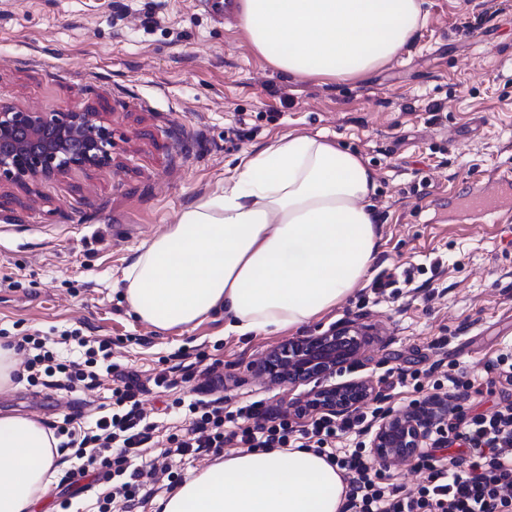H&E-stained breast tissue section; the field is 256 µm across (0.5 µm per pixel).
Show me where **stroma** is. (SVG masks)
Wrapping results in <instances>:
<instances>
[{
  "label": "stroma",
  "mask_w": 512,
  "mask_h": 512,
  "mask_svg": "<svg viewBox=\"0 0 512 512\" xmlns=\"http://www.w3.org/2000/svg\"><path fill=\"white\" fill-rule=\"evenodd\" d=\"M410 47L359 80L295 81L257 54L236 20L204 0H0V101L99 112L112 163L16 184L0 181V334L80 330L112 339V360L150 377L203 353L191 381L148 387L141 407L166 441L178 400L206 385L224 399L289 411L313 381L262 375L266 354L358 316L370 327L359 366L378 407L401 411L449 369L482 391L472 412L512 400L488 365L512 347V228L457 208L512 170V0H424ZM477 22L463 34L465 22ZM326 136L359 153L377 188L382 250L369 280L293 331L228 336L212 314L191 330L137 320L124 269L189 205L220 192L244 151L280 137ZM398 290L375 295L371 278ZM418 373L421 390L391 388Z\"/></svg>",
  "instance_id": "35a3bbf8"
}]
</instances>
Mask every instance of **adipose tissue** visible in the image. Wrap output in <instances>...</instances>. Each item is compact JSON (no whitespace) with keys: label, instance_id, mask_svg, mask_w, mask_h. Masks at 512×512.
I'll list each match as a JSON object with an SVG mask.
<instances>
[{"label":"adipose tissue","instance_id":"adipose-tissue-1","mask_svg":"<svg viewBox=\"0 0 512 512\" xmlns=\"http://www.w3.org/2000/svg\"><path fill=\"white\" fill-rule=\"evenodd\" d=\"M424 0H237L257 54L297 80L370 75L415 42ZM362 156L321 137L246 151L221 193L185 209L125 269L132 312L160 331L220 312L227 332L293 330L366 277L382 236ZM58 441L0 416V512H34L56 480ZM341 470L310 448L242 450L186 477L158 512H341Z\"/></svg>","mask_w":512,"mask_h":512}]
</instances>
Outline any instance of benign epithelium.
Wrapping results in <instances>:
<instances>
[{
  "instance_id": "benign-epithelium-1",
  "label": "benign epithelium",
  "mask_w": 512,
  "mask_h": 512,
  "mask_svg": "<svg viewBox=\"0 0 512 512\" xmlns=\"http://www.w3.org/2000/svg\"><path fill=\"white\" fill-rule=\"evenodd\" d=\"M112 163V130L90 106L65 112L16 107L0 102V179L17 183L70 169ZM369 327L354 320L319 336L292 340L270 353L262 371L277 380H320L352 366ZM318 409L342 417L372 400L363 380H348L317 391ZM448 420V400L428 398L400 413H383L370 440L382 464L418 455L436 427Z\"/></svg>"
}]
</instances>
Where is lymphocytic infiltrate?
Returning a JSON list of instances; mask_svg holds the SVG:
<instances>
[{"label": "lymphocytic infiltrate", "instance_id": "1", "mask_svg": "<svg viewBox=\"0 0 512 512\" xmlns=\"http://www.w3.org/2000/svg\"><path fill=\"white\" fill-rule=\"evenodd\" d=\"M12 344L25 357L30 385L70 394L111 388L110 402L99 403L87 424L70 414L46 424L61 439L63 512L72 505V488L88 492L101 480L112 488L99 499L98 512H137L145 499V468L169 469L176 456L216 455L231 442L250 450L299 446L325 455L347 484L342 512H512V401L473 415L457 409L448 438L416 456L414 467L424 479L408 490L392 484L365 448L348 453L337 448V439L369 430L367 413L340 418L324 413L298 428L287 414L259 401L230 410L223 398H196L187 406L184 425L158 452L155 427L141 409L145 385L137 372L113 363L111 337L66 332L55 339L36 332L14 337ZM452 445L457 454L437 456V447Z\"/></svg>", "mask_w": 512, "mask_h": 512}]
</instances>
